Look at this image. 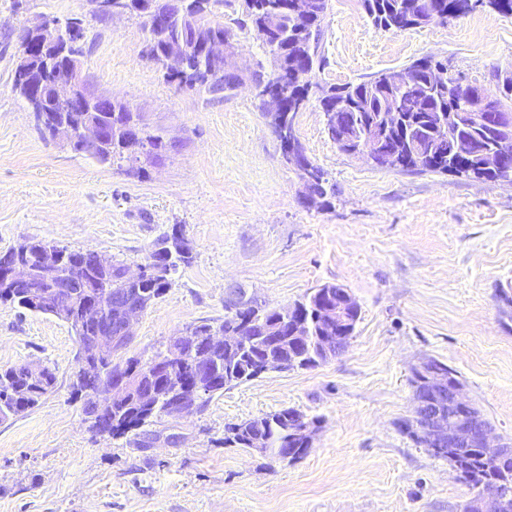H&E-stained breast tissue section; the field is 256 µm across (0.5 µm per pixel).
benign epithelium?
I'll return each mask as SVG.
<instances>
[{"instance_id": "1", "label": "benign epithelium", "mask_w": 512, "mask_h": 512, "mask_svg": "<svg viewBox=\"0 0 512 512\" xmlns=\"http://www.w3.org/2000/svg\"><path fill=\"white\" fill-rule=\"evenodd\" d=\"M129 12L144 13L154 24L156 32L165 34L174 21L173 14L163 8L166 0H127ZM19 40L26 51L19 54L23 59L28 52H40L49 47L56 57H66L69 64L65 68H56L51 73L43 71L35 74L26 66H21L18 79L22 83L37 86L29 101L32 111L44 112L46 108L59 104L65 114L56 122L52 129V138L74 147L77 140L86 144H96L112 135V131L97 124L90 113L106 111L112 98L102 94L88 84L82 74L81 60L72 54L76 43L83 40V30L72 25L62 31L53 21L41 19L21 31ZM206 50L211 61L224 63V89L231 90L247 78V72L237 61V50L234 35L227 30L224 35L211 39ZM186 48L177 42L170 44L166 50L158 54L161 64L166 67L180 68L184 64ZM448 69L434 62L428 64L430 83L452 92L448 100L464 102V111L472 114L475 121H482L481 113L486 111L484 92L471 84H448ZM258 95L263 98L267 114L274 115L282 111L286 103L280 89L266 81L254 84ZM502 149L512 145V113L500 114L499 120L491 125ZM387 127H377L368 133L356 147L346 148L348 155L354 158L367 159L381 167L396 165V156L382 148ZM297 135L288 134V142L284 144L283 158L299 174L308 193L306 199L311 201L314 194L310 193L315 178L308 160L296 147ZM154 269L149 263L133 271L123 270V278L127 288L123 294L110 301V307L119 312L114 319L101 310L99 298L88 293L92 284L88 283L79 266L64 267L61 265V253L48 248L41 259L40 275H35L27 261L14 259L8 272H0V281L7 278L12 282L26 285L34 305L40 307L51 305L54 310L66 318L74 335L80 340L81 371L93 372L99 367L100 361L125 344L133 335V326L143 313V300L138 288L139 283L148 277ZM49 286V291L42 288ZM341 301L336 305H326L313 314V321L321 324V329L330 332L332 328L343 325L342 309L346 306L355 307V298L346 289L337 291ZM228 299L232 309L246 312L256 308V296L240 291L236 286L228 290ZM293 337L298 345L306 349L314 344L320 351L333 357L344 351L339 345V336H316L305 320H292ZM94 334H88V329ZM250 324H244L235 334L214 332L208 337L211 348H224L226 357L248 343L247 336ZM138 371L117 372L110 379H102L97 391L92 394L94 403L105 407L112 400L125 394L133 386ZM412 386L414 411L411 419L403 426L405 433L426 447L431 453L448 459L458 477L464 476L465 464L475 448L482 457L499 462L512 457V445L496 441L491 425L484 416L483 410L465 393L461 380L448 375L446 367L438 360L427 358L412 369ZM315 422L309 421L298 412L294 416L293 430L289 432V440H303L310 446L313 442ZM472 512H512V494L498 488L485 490L471 502Z\"/></svg>"}]
</instances>
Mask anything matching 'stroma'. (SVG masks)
<instances>
[{
	"instance_id": "1",
	"label": "stroma",
	"mask_w": 512,
	"mask_h": 512,
	"mask_svg": "<svg viewBox=\"0 0 512 512\" xmlns=\"http://www.w3.org/2000/svg\"><path fill=\"white\" fill-rule=\"evenodd\" d=\"M224 0L242 65L265 55ZM79 17L83 72L142 112L168 148L135 173L44 134L12 90L20 30ZM140 19H101L91 0H0V251L24 239L91 250L136 267L181 227L190 264L134 325L124 357L151 358L191 324L224 316L228 284L274 307L325 284L360 307L341 355L270 371L203 409L148 427V444L92 432L73 392L78 343L67 323L0 301V368L55 370L51 392L0 420V512H462L472 496L446 459L406 435L413 367L455 369L496 436L512 440V185L398 172L342 153L325 131L321 88L430 57L464 82L512 72V16L477 10L384 32L361 0H328L315 88L295 119L334 186L303 202L251 85L230 92L167 82ZM293 408L316 421L307 453L282 462L224 444L228 426Z\"/></svg>"
}]
</instances>
